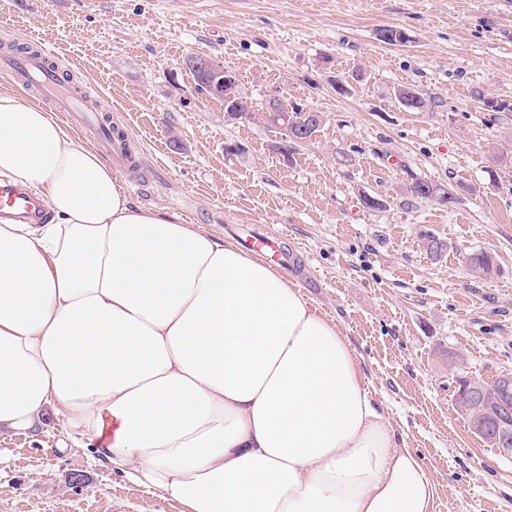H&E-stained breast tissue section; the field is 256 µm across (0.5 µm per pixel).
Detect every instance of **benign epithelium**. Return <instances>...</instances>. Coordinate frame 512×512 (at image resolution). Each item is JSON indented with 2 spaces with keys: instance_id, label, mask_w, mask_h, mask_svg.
Returning a JSON list of instances; mask_svg holds the SVG:
<instances>
[{
  "instance_id": "obj_1",
  "label": "benign epithelium",
  "mask_w": 512,
  "mask_h": 512,
  "mask_svg": "<svg viewBox=\"0 0 512 512\" xmlns=\"http://www.w3.org/2000/svg\"><path fill=\"white\" fill-rule=\"evenodd\" d=\"M189 62L203 76L212 79V91L215 96L227 101L234 99L238 81L235 75L224 70L222 63L203 56H193ZM491 390L495 391L498 400L512 396V373L502 374L497 386ZM491 390L479 380H469L465 390L457 396V408L463 415L472 416V430L477 435L489 440L491 446L501 455L512 458V424L507 421L486 423L477 417L480 403Z\"/></svg>"
}]
</instances>
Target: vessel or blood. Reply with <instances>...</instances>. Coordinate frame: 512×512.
I'll return each instance as SVG.
<instances>
[{"instance_id":"obj_1","label":"vessel or blood","mask_w":512,"mask_h":512,"mask_svg":"<svg viewBox=\"0 0 512 512\" xmlns=\"http://www.w3.org/2000/svg\"><path fill=\"white\" fill-rule=\"evenodd\" d=\"M55 55L46 45L31 52L0 55V70L20 88L35 91L51 111L63 114L81 135L89 137L97 150L120 172L139 168L126 137L114 135L112 122L97 108V90L73 87L67 70L55 66ZM0 218L16 224H41L47 219L44 199L21 183L0 179Z\"/></svg>"}]
</instances>
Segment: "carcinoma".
<instances>
[{"mask_svg": "<svg viewBox=\"0 0 512 512\" xmlns=\"http://www.w3.org/2000/svg\"><path fill=\"white\" fill-rule=\"evenodd\" d=\"M379 34L382 35L380 41L387 45L403 46L409 42L408 34L400 27L387 26L380 29ZM398 99L404 105L418 111H423L432 104L430 97L418 91L414 92L410 88L399 90ZM235 100L240 108L238 119H260L284 130L283 140L277 145V151L283 155L292 153L298 145L310 141L320 127V124L312 123L309 113L297 104H285L278 99L274 103H267L266 111L256 113L251 110L248 98L242 93H237ZM469 264L472 271L482 275H490L495 270L494 257L486 251L472 254Z\"/></svg>", "mask_w": 512, "mask_h": 512, "instance_id": "obj_1", "label": "carcinoma"}]
</instances>
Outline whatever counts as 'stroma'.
<instances>
[{
  "mask_svg": "<svg viewBox=\"0 0 512 512\" xmlns=\"http://www.w3.org/2000/svg\"><path fill=\"white\" fill-rule=\"evenodd\" d=\"M386 26L409 42H381ZM37 41L99 90L140 153L145 175L125 185L134 206L219 239L283 234L289 280L348 337L436 486L434 512H512V458L454 405L460 380L512 372V112L482 104L512 101V0H9L0 47ZM191 55L236 73L254 111L276 95L321 112L318 132L283 157L282 129L226 122L223 102L196 92ZM403 86L433 105L405 106ZM229 142L242 154L226 155ZM418 179L453 185L456 203L413 197ZM364 194L383 209L363 208ZM477 251L496 274L467 268ZM0 512L184 508L97 464L50 411L0 429Z\"/></svg>",
  "mask_w": 512,
  "mask_h": 512,
  "instance_id": "1",
  "label": "stroma"
}]
</instances>
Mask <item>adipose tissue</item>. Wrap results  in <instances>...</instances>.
I'll return each mask as SVG.
<instances>
[{
	"label": "adipose tissue",
	"mask_w": 512,
	"mask_h": 512,
	"mask_svg": "<svg viewBox=\"0 0 512 512\" xmlns=\"http://www.w3.org/2000/svg\"><path fill=\"white\" fill-rule=\"evenodd\" d=\"M0 426L62 415L96 462L186 512H433L337 323L259 256L131 206L55 113L0 90ZM0 218L12 224H43L47 219L44 199L10 179H0Z\"/></svg>",
	"instance_id": "1"
}]
</instances>
